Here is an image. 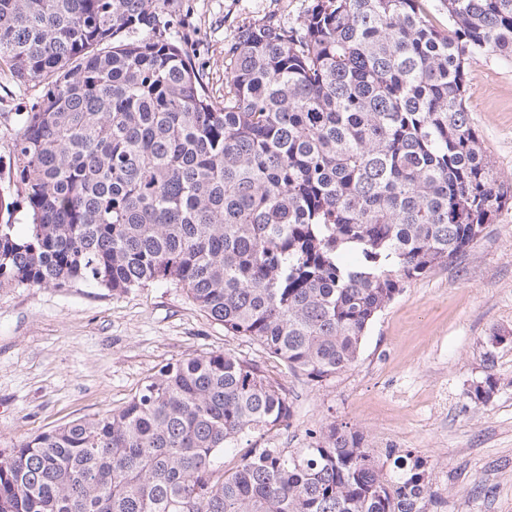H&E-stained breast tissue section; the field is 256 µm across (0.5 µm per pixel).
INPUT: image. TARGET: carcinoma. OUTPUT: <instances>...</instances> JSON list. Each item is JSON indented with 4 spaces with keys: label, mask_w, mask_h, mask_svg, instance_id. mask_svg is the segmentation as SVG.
I'll return each instance as SVG.
<instances>
[{
    "label": "carcinoma",
    "mask_w": 512,
    "mask_h": 512,
    "mask_svg": "<svg viewBox=\"0 0 512 512\" xmlns=\"http://www.w3.org/2000/svg\"><path fill=\"white\" fill-rule=\"evenodd\" d=\"M159 6L0 0V64L44 85L13 144L31 223L0 224V286L164 281L296 375L353 367L376 314L512 200L464 98L468 59H512V0H315L298 27L238 33L220 96ZM291 416L234 352L167 363L123 406L1 448L0 512H429L423 461L391 451L385 472L357 431L238 445Z\"/></svg>",
    "instance_id": "1"
}]
</instances>
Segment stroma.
<instances>
[{"label": "stroma", "mask_w": 512, "mask_h": 512, "mask_svg": "<svg viewBox=\"0 0 512 512\" xmlns=\"http://www.w3.org/2000/svg\"><path fill=\"white\" fill-rule=\"evenodd\" d=\"M314 0H163L171 41L191 48L213 90L245 26L299 25ZM465 103L495 172L512 180V59L466 64ZM43 93L0 70V186L8 184L21 113ZM512 332V204L463 253L402 291L374 318L357 363L321 381L289 373L253 341L227 334L185 290L154 282L124 294L0 287V448L122 406L164 364L209 351L251 359L293 406L286 428L251 440L291 453L328 423L427 463L432 512H512V343L496 350L500 385L484 405L465 393L483 375L485 342Z\"/></svg>", "instance_id": "obj_1"}]
</instances>
